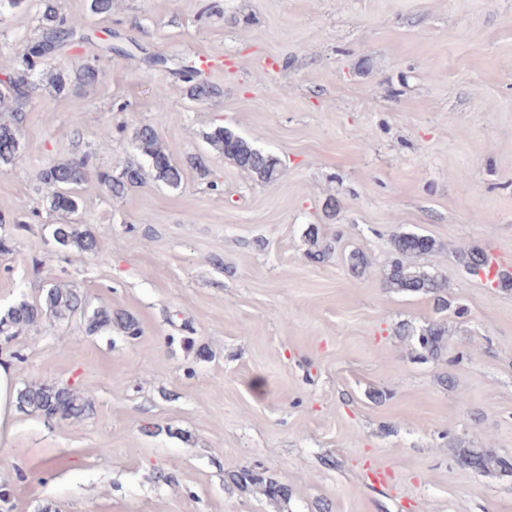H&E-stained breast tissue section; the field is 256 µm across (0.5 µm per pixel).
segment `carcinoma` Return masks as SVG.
<instances>
[{
	"label": "carcinoma",
	"instance_id": "obj_1",
	"mask_svg": "<svg viewBox=\"0 0 512 512\" xmlns=\"http://www.w3.org/2000/svg\"><path fill=\"white\" fill-rule=\"evenodd\" d=\"M41 33L30 47L26 57V70L6 73L0 79V99H10L19 104L29 96L32 87L31 77L36 66L43 65L49 72L57 91L66 89L69 81V68H75V80L84 86H92L99 79V70L88 64H78L65 56L69 51L91 41V34L85 32L78 23L60 14L54 0H40ZM143 61L151 66L168 67V71L187 84L190 96L196 100L216 93L201 74L204 70L194 59L173 60L159 55L147 54ZM21 120L18 109L4 110L0 116V164H9L19 150L16 137L17 125ZM210 148L231 161L260 182H271L282 174L281 159L264 150L254 147L249 141L224 126H216L206 136ZM136 150L147 159V165L127 164L120 176L106 172L92 173L86 160H68L50 165L40 173L43 184L52 188L47 198L53 212L74 213L79 209L80 198L77 189L90 175H95L114 196H120L153 177L168 186L177 187L182 180V169L173 160L172 152L159 141L155 130L150 126L138 128L134 133ZM54 241L80 253L97 254L96 240L76 224H57L52 233ZM392 252L388 262L386 283L391 288L412 293H422L434 298L437 309L448 308V299L443 296L445 280L421 271L408 263V260L426 255L436 248V241L422 233L401 232L391 238ZM460 262L473 274L488 275L491 259L482 250L470 249L460 253ZM86 315V329L94 334L117 324L128 336L140 335L138 321L128 315L112 316V311L99 308L86 314L85 299L73 288L54 285L48 288L42 301H23L10 308L6 316L0 318V327L26 326L43 319L62 320L74 314ZM408 336H415V343L423 359L438 360L448 351V327L439 321L430 323L419 333L410 327L404 329ZM20 408L45 417H58L62 420L78 421L92 410V400L84 392L68 386L50 383H31L17 394ZM466 464L484 472L496 469L512 473V456L498 453L493 448L472 449L464 454ZM231 480L243 487L256 486L260 492L273 501L288 498V486L267 479L254 468H241L230 473Z\"/></svg>",
	"mask_w": 512,
	"mask_h": 512
}]
</instances>
